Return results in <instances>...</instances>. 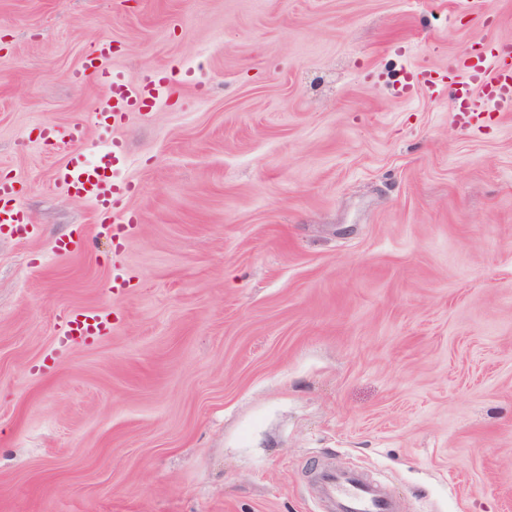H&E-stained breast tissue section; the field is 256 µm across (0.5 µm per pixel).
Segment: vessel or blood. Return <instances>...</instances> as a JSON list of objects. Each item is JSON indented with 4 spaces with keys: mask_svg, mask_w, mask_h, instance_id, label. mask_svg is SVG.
Wrapping results in <instances>:
<instances>
[{
    "mask_svg": "<svg viewBox=\"0 0 512 512\" xmlns=\"http://www.w3.org/2000/svg\"><path fill=\"white\" fill-rule=\"evenodd\" d=\"M112 53L109 41L97 42L86 58V69L101 84L94 117L97 124L119 128L128 113L142 110L168 95L179 81L177 74L161 69L138 82L107 70L103 62ZM448 88L451 110L456 120L480 115L497 116L512 112V45H488L468 50L448 63ZM123 144L112 142L95 154L94 161L74 156L56 173L57 182L71 194L94 202L98 212V234L113 238L127 235L131 216L116 217L117 201L129 194L132 186L122 175ZM19 190L13 182L0 181V201L11 200L12 208H0V224L21 229L27 217L19 204ZM112 329V309L108 306L87 309L68 323L71 336H104ZM326 500L333 512H401L396 500L379 483L353 470L320 468L317 472Z\"/></svg>",
    "mask_w": 512,
    "mask_h": 512,
    "instance_id": "obj_1",
    "label": "vessel or blood"
}]
</instances>
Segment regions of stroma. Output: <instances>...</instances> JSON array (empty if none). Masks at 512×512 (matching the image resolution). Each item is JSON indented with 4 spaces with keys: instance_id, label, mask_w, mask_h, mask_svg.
<instances>
[{
    "instance_id": "obj_1",
    "label": "stroma",
    "mask_w": 512,
    "mask_h": 512,
    "mask_svg": "<svg viewBox=\"0 0 512 512\" xmlns=\"http://www.w3.org/2000/svg\"><path fill=\"white\" fill-rule=\"evenodd\" d=\"M480 38L512 0H0L29 219L0 229V512H322L327 464L403 512H512V112L398 91ZM101 39L190 74L116 134L118 244L55 180L115 136ZM103 305L111 335L60 344Z\"/></svg>"
}]
</instances>
